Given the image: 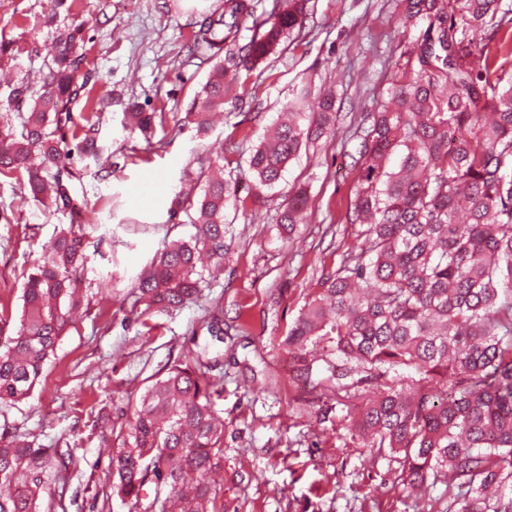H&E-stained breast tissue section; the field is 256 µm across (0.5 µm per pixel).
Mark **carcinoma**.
I'll return each mask as SVG.
<instances>
[{"instance_id": "obj_1", "label": "carcinoma", "mask_w": 512, "mask_h": 512, "mask_svg": "<svg viewBox=\"0 0 512 512\" xmlns=\"http://www.w3.org/2000/svg\"><path fill=\"white\" fill-rule=\"evenodd\" d=\"M406 15L427 23L415 66L391 83L392 106L362 112L348 130L357 142L359 186L351 223L364 224L360 244L322 281L280 342L297 378L324 381L387 375L414 367L407 385L385 380L360 394L355 429L367 447L402 453L405 481L423 489L448 472L447 512H512V72L489 64L512 17L501 0H406ZM247 0H224L204 19L190 48L212 64L184 121L203 131L224 111V62L242 55L254 64L303 30L302 0H274L250 42L229 40ZM470 32L465 40L458 32ZM79 31L61 33L49 50L38 87L9 88L7 101L27 111L0 129V175L26 174L30 196L57 211L79 213L65 180L75 157L99 156L100 112L74 122L67 109L78 95ZM336 97L322 94L307 123L288 104L271 136L249 155L260 187H271L301 148L336 135ZM157 113L131 102L123 123L146 133ZM72 130L74 148L65 131ZM197 199L178 203L195 225L189 241H173L135 279L132 294L145 311L170 313L201 296V254L224 261L231 199L224 169L200 167ZM310 208L299 189L280 214L294 226ZM85 244L70 224L44 246L24 275L15 335L0 321V403L30 397L48 356L80 304ZM223 306L212 304L207 332L224 341ZM321 349L307 357L306 347ZM193 352L168 366L133 407L114 439L112 496L139 512H223L209 474L224 460V420L213 409L221 394ZM78 464L70 452L36 447L0 432V512H42L48 481Z\"/></svg>"}]
</instances>
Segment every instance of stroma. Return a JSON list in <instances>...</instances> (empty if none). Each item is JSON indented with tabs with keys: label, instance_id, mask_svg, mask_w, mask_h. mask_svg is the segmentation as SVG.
Wrapping results in <instances>:
<instances>
[{
	"label": "stroma",
	"instance_id": "35a3bbf8",
	"mask_svg": "<svg viewBox=\"0 0 512 512\" xmlns=\"http://www.w3.org/2000/svg\"><path fill=\"white\" fill-rule=\"evenodd\" d=\"M219 0H0V76L36 79L61 30L80 28L78 73L92 99H105L99 144L109 166L78 158L69 182L86 200L80 223L87 263L81 304L31 396L0 409L8 429L46 447H69L80 460L65 486L50 485V512H136L113 498L110 455L115 427L150 376L183 361L201 332L207 302L224 303V339L211 341V375L224 391L216 409L224 421V462L216 476L224 512H417L432 496L448 498L440 479L428 493L402 481L399 455L364 446L350 415L354 391L338 385L305 389L290 378L292 360L279 346L323 274L337 269L358 244L349 223L359 170L352 144L319 141L301 149L271 188L253 178L238 185L227 215L233 241L220 268L204 271V298L173 315H141L130 291L164 244L190 240L196 229L174 203L200 161L244 165L251 148L287 106L296 87L309 89L302 110L333 91L347 129L360 112L385 105L401 77L397 52L420 41L425 24L406 23L404 0H304V37L264 62L225 61L223 112L207 132L175 129L200 90L208 65L189 56L196 22ZM164 113L147 135L123 126L129 102ZM305 184L312 202L306 223L286 232L277 222L288 197ZM69 213L45 212L17 176H0V307L18 325L23 275Z\"/></svg>",
	"mask_w": 512,
	"mask_h": 512
}]
</instances>
